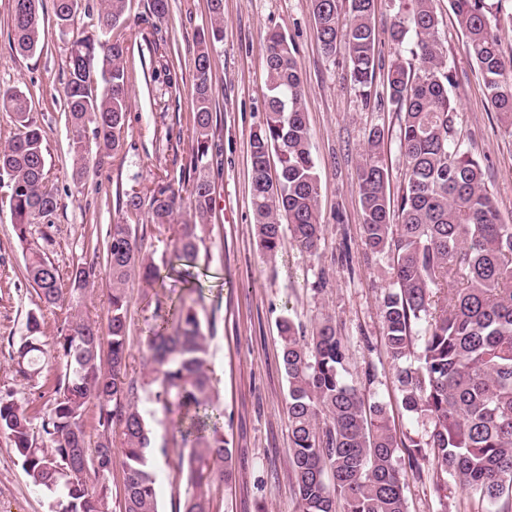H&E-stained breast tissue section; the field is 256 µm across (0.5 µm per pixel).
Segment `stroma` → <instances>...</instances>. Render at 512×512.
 <instances>
[{
	"mask_svg": "<svg viewBox=\"0 0 512 512\" xmlns=\"http://www.w3.org/2000/svg\"><path fill=\"white\" fill-rule=\"evenodd\" d=\"M149 0H128L127 69L131 106L121 133L122 149L103 166L91 167L82 183L71 177L70 129L63 112L67 46L53 27L52 0H43L44 47L21 55L11 42V0H0V91L20 89L46 139L48 179L57 193L54 223L35 224L29 240L61 273L88 256L87 245L116 222L131 224L142 252L163 265L173 245L168 232L146 214L128 215L125 194L149 193L178 178L188 166L196 35L207 21L206 0H170L169 18L155 24ZM439 33L454 81L459 132L487 170L501 223L512 224V137L504 133L488 100L448 0H438ZM279 29L292 42L304 82L313 156L320 174L324 235L317 254L284 243L276 257L256 245L250 198L249 141L265 112V34ZM215 112L212 128V215L200 234L202 298L198 310L210 338L211 368L219 381L218 411L232 448V483L212 486L219 512H296L289 464L286 414L288 383L281 366L277 323L291 317L304 332L331 317L348 353L350 382L386 403L397 434L424 430L397 400L395 366L382 346L379 302L392 273L365 255L356 169L369 129L384 131L381 159L390 192L405 178L400 116L390 105L364 104L350 80L344 49L326 56L314 34L310 0H224V41L211 54ZM129 376L142 384L154 364L144 330L163 292L140 280L128 288ZM39 299L25 279L15 236L9 191L0 185V390L16 391L33 427L52 403L54 375L40 386L16 380L9 337L25 332L26 314ZM159 476L160 512H172L174 486L163 451L171 447L175 421L161 410L148 416ZM409 512H439L431 460L407 472ZM54 500L30 484L6 434L0 433V512H54Z\"/></svg>",
	"mask_w": 512,
	"mask_h": 512,
	"instance_id": "stroma-1",
	"label": "stroma"
}]
</instances>
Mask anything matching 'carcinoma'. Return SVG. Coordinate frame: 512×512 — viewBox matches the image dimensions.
<instances>
[{"label": "carcinoma", "instance_id": "1", "mask_svg": "<svg viewBox=\"0 0 512 512\" xmlns=\"http://www.w3.org/2000/svg\"><path fill=\"white\" fill-rule=\"evenodd\" d=\"M128 0H101L99 31L73 40L64 87V112L72 137L73 179L90 160L103 165L121 148L129 110ZM481 74L488 98L512 135V78L496 30L512 26V11L488 0H448ZM389 27L397 57L388 67L376 55L377 0H311L316 38L324 54L344 46L350 79L365 103L385 95L400 114V147L406 172L398 203L379 160L384 133L369 130L367 156L356 171L364 214L362 246L391 264L394 281L380 305L382 343L396 364L401 408L428 423L426 440L402 441L385 403L368 399L346 378L347 350L333 320L325 317L306 336L288 316L280 318L281 364L288 382L291 469L299 512H408L402 461L419 468L430 449L436 485L452 476L473 504L468 512H512V224L498 222L479 157L458 135L456 104L448 86L436 0H389ZM42 0H12L14 48L31 55L44 47ZM208 20L198 33L194 59L192 138L188 179L190 219L176 221L181 196L173 185L147 198L128 193L125 211L147 209L150 223L173 230V254L184 294L159 310L148 347L157 368L147 381L148 400L188 426L164 449L173 472L175 512H215L203 488L228 479L232 450L209 410L217 397L210 374V346L196 309L193 268L198 230L212 211L209 151L213 124L210 51L224 40V0H207ZM82 0H53L59 38L73 33ZM350 22L342 27L339 15ZM262 125L251 137V204L257 246L278 253L284 237L314 255L324 224L320 176L303 106L294 47L273 29L266 35ZM383 75L382 91L375 86ZM0 109L13 113L18 133L0 148V182L9 188L17 240L25 251L27 280L45 307L64 310L56 348L47 355L40 339L41 310L27 313L26 334L12 344L15 378L36 383L56 371L53 402L34 431L24 405L0 394V431L8 436L23 471L37 490L56 499V512H107L112 473V433L122 439V512H159L155 466L150 459L148 411L129 378L126 286L139 277L159 282L158 268L141 255L131 225L109 226L103 248L73 266L67 278L29 243L33 224H51L58 208L46 171L44 135L22 90L0 93ZM91 131L93 144L86 141ZM279 166L272 169L270 157ZM104 254L111 281L107 336L83 311L86 289ZM416 361H411V357ZM418 366H413V363ZM97 409L98 440L90 446L88 407Z\"/></svg>", "mask_w": 512, "mask_h": 512}]
</instances>
